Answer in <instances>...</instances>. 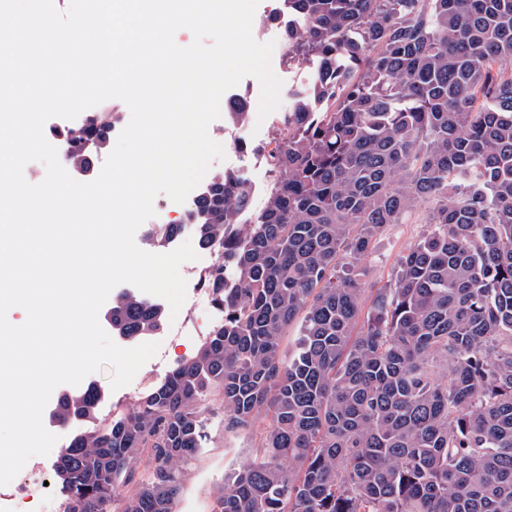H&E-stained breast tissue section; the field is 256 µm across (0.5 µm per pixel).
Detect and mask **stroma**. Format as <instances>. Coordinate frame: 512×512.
Masks as SVG:
<instances>
[{
    "label": "stroma",
    "mask_w": 512,
    "mask_h": 512,
    "mask_svg": "<svg viewBox=\"0 0 512 512\" xmlns=\"http://www.w3.org/2000/svg\"><path fill=\"white\" fill-rule=\"evenodd\" d=\"M260 90L257 78L245 77L235 88L236 93L247 95L249 99L250 109L245 123L235 127L223 116L209 126L210 137L221 143L225 152L224 160L212 164L209 176L231 171L252 188L249 207L241 216L245 222L267 204L270 172L261 148L272 138L278 120L274 113L259 119ZM421 219V212H413L404 223L390 225L380 235L365 262L370 287L381 288L389 284L399 256L417 243L426 231ZM216 260V253L202 250L197 260L182 264L180 273L187 282V291L179 312L180 319L176 322L163 319L160 329L151 336L152 341L160 345L157 355L140 368L129 385L112 389L111 370L107 367L89 374V381L104 392L97 412L98 421L111 419L113 411L130 407L179 362L192 357L209 332L223 322V313L214 305L208 290L202 287L204 275ZM222 415L220 397L211 396L204 414L203 446L184 470L177 512H214L216 495L225 476L249 459L258 444V433H225ZM51 431L59 437L57 448L48 456L32 457L9 484L0 486V512H62L64 498L55 477L54 464L61 447L69 443L73 428L55 425Z\"/></svg>",
    "instance_id": "35a3bbf8"
}]
</instances>
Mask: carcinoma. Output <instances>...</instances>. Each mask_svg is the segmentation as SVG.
<instances>
[{
  "label": "carcinoma",
  "instance_id": "carcinoma-1",
  "mask_svg": "<svg viewBox=\"0 0 512 512\" xmlns=\"http://www.w3.org/2000/svg\"><path fill=\"white\" fill-rule=\"evenodd\" d=\"M276 2L272 21L299 19L283 59L310 73L264 148L267 206L241 222L252 190L226 172L185 218L219 252L205 286L224 322L74 435L55 466L64 512H109L146 450L152 471L121 512H175L214 390L224 431L266 420L215 512H512V0ZM247 115L246 98L228 102L232 124ZM109 137L88 114L61 145L81 164ZM418 209L426 233L368 288L376 237ZM107 317L135 340L163 308L120 295ZM102 399L65 393L49 419L92 422Z\"/></svg>",
  "mask_w": 512,
  "mask_h": 512
}]
</instances>
